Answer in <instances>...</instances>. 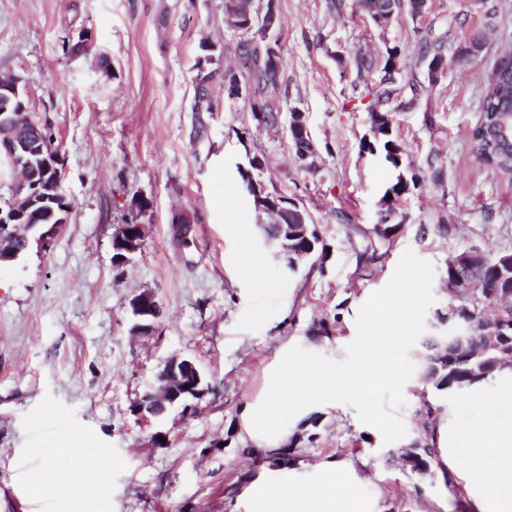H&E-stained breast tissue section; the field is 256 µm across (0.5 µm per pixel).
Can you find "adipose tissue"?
Wrapping results in <instances>:
<instances>
[{"mask_svg": "<svg viewBox=\"0 0 512 512\" xmlns=\"http://www.w3.org/2000/svg\"><path fill=\"white\" fill-rule=\"evenodd\" d=\"M288 377V395L300 408H307L312 397L311 386L333 376L330 366H316L306 361H283ZM512 402V388H499L480 393L476 404L485 416L484 422L460 425L456 434L438 430L434 440L447 449L456 463L455 474L470 492L476 506H489L490 512H512V419H501L496 411L502 402ZM278 394L261 403L247 404L242 412L246 431L256 452L275 447L277 437L266 431V421L280 410ZM478 456L491 461V469L466 466L468 458ZM348 463L324 465L316 483L288 482L270 489L255 482L249 487L251 512H363L349 475Z\"/></svg>", "mask_w": 512, "mask_h": 512, "instance_id": "adipose-tissue-1", "label": "adipose tissue"}]
</instances>
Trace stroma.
Listing matches in <instances>:
<instances>
[{"mask_svg":"<svg viewBox=\"0 0 512 512\" xmlns=\"http://www.w3.org/2000/svg\"><path fill=\"white\" fill-rule=\"evenodd\" d=\"M275 3L280 118L260 127L248 103L218 85L212 111L192 109L201 42L222 62L238 60L242 35L225 27L224 0H0V76L25 79L29 111L64 161L70 203L49 247L0 265V512H246L253 481L313 483L320 465L338 461L354 464L365 512H474L441 456L428 476L413 472L405 439L383 444L348 405H316L291 424L271 416L280 442L258 455L242 410L287 388L284 346L344 359L361 305L405 251L435 270L429 337L448 310L449 256L512 250V180L479 162L470 142L483 89L512 53V0H428L421 16L385 27L356 0ZM431 28L445 32L447 56L433 84L417 49ZM82 33L87 51L71 52ZM474 36L482 52L458 61L455 47ZM389 46L419 84L402 93L394 120L404 162L424 182L396 200L398 229L367 259L364 233L379 223L395 173L360 148L377 76L353 59ZM296 111L318 151L312 169L291 146ZM248 150L265 162L267 190L304 206L326 246L296 272L266 238L267 218L239 176ZM138 196L152 203L141 217L145 244L119 267L112 237ZM182 211L190 223H173ZM437 224L454 231L434 234ZM144 291L160 312L154 332L138 336L130 302ZM172 356L193 360L209 390L193 415L143 418L135 404ZM473 393L413 374L399 411L408 437L422 434L426 402L435 425L481 421ZM47 461L70 481L44 483Z\"/></svg>","mask_w":512,"mask_h":512,"instance_id":"35a3bbf8","label":"stroma"}]
</instances>
